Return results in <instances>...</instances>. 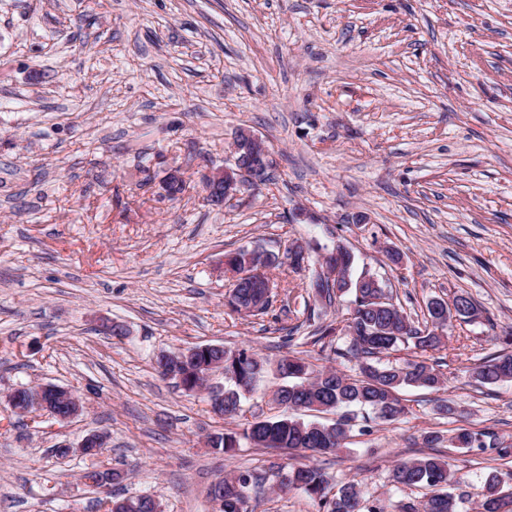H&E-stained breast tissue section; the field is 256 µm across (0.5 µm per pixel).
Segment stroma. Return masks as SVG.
<instances>
[{"label": "stroma", "instance_id": "obj_1", "mask_svg": "<svg viewBox=\"0 0 512 512\" xmlns=\"http://www.w3.org/2000/svg\"><path fill=\"white\" fill-rule=\"evenodd\" d=\"M241 128L266 141L272 179L208 205L201 175ZM173 167L186 181L175 198ZM296 240L312 247L307 265L274 272L292 312L232 314L225 253L282 256ZM339 244L413 319L433 298L474 301L477 319L422 354L444 386L402 389L398 421L358 422L331 454L211 448L208 434L272 414L277 378L223 420L159 374L158 354L221 344L356 374L348 336L313 338L349 309L308 287ZM511 333L512 0H0V512H106L139 494L164 512H214L212 482L274 463L357 481L396 512L422 492L395 487L394 464L431 452L460 480L459 512H478L477 487L512 459L421 435L488 428L512 442V383L472 377ZM46 382L83 412L17 416L8 394ZM94 430L110 434L103 454L53 455ZM99 468L122 481L85 485ZM249 508L320 510L267 486Z\"/></svg>", "mask_w": 512, "mask_h": 512}]
</instances>
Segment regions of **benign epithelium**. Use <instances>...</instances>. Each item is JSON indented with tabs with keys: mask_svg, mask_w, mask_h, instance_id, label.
Masks as SVG:
<instances>
[{
	"mask_svg": "<svg viewBox=\"0 0 512 512\" xmlns=\"http://www.w3.org/2000/svg\"><path fill=\"white\" fill-rule=\"evenodd\" d=\"M270 164V153L264 140L248 129L238 131L232 145V151L224 161V166L209 170L204 176V184L208 191L220 194L221 198L232 200L245 191H256L263 186L261 172ZM249 256L260 258V264L248 265L243 272L233 270L227 262H222L220 270L227 277L230 285L242 283L247 287L249 283L263 281L267 287H272V281L263 275L265 271L263 261L267 254L263 249L255 247L248 250ZM220 345L191 347L183 351L158 355L160 371L165 378L172 379L189 393L201 392L206 395L213 414L219 418L224 417V359L211 360L202 363L196 379L189 383L178 370L177 359L190 357L198 351L209 353L220 350ZM35 407L51 416L67 421L78 416L83 409L79 398L69 390L59 388L53 384H40L30 387ZM109 435L106 432L94 431L85 436L78 444L81 452L92 455L99 449L107 447Z\"/></svg>",
	"mask_w": 512,
	"mask_h": 512,
	"instance_id": "benign-epithelium-1",
	"label": "benign epithelium"
}]
</instances>
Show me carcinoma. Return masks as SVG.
<instances>
[{"label":"carcinoma","instance_id":"obj_1","mask_svg":"<svg viewBox=\"0 0 512 512\" xmlns=\"http://www.w3.org/2000/svg\"><path fill=\"white\" fill-rule=\"evenodd\" d=\"M336 250L334 262L338 273L350 275L351 287L344 294L352 296L353 308L345 330L350 336L348 353L362 359L359 374L349 376L333 368L317 371L306 359L288 353L271 362L249 348L227 349L224 351V416L233 417L245 393L255 392L271 370L282 379L274 396L292 411L326 413L357 407L371 413V419L386 424L396 421L405 412L400 389L415 386L438 390L444 385L443 374L424 360L382 361V357L406 346L424 352L441 345V331L448 326V320L441 319L435 311L437 301H428L423 323L416 324L395 303L392 294L372 287L369 279L375 273L368 270L352 277L353 252L339 246ZM477 313L475 303L463 296L461 307L448 315L467 320ZM473 377L482 385L512 382V352L482 362L474 369ZM356 418L357 415L347 412L336 422L327 424L294 415H274L247 423L240 433L229 429L214 433L210 440L213 448L227 456L234 455L243 440L262 448L330 453L349 442ZM445 439L438 431H426L422 435L423 443L430 448ZM446 440L456 448H490L501 456L509 455V446L486 430L459 427ZM270 476L273 486L279 490H300L318 500L322 512H384L380 506L365 504L358 484L353 481L338 484L336 493L329 494L331 478L318 467L273 464ZM84 477L96 484L103 481L112 485L118 482L121 473L95 469L86 472ZM258 481L259 476L249 472L228 474L218 480L217 484L224 489L222 512H248L250 497L245 491ZM392 482L397 487L430 490L420 506L404 505L400 512H456L451 488L459 478L440 456L397 462L392 469ZM478 496L480 512H512V473L505 477L488 476Z\"/></svg>","mask_w":512,"mask_h":512}]
</instances>
